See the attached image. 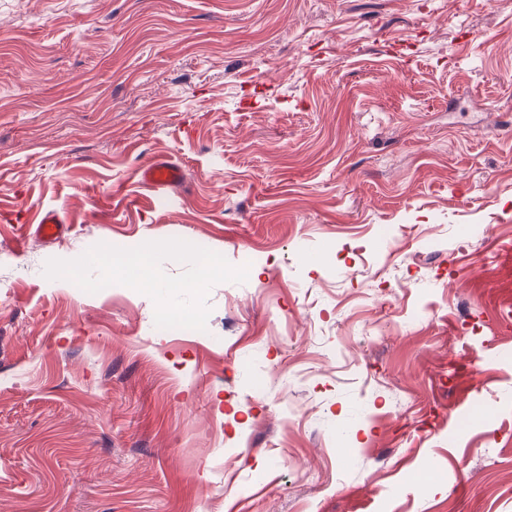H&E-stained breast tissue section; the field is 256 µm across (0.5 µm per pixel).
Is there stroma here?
<instances>
[{
    "label": "stroma",
    "mask_w": 512,
    "mask_h": 512,
    "mask_svg": "<svg viewBox=\"0 0 512 512\" xmlns=\"http://www.w3.org/2000/svg\"><path fill=\"white\" fill-rule=\"evenodd\" d=\"M510 310L512 0H0V512H512ZM143 183L153 187L172 186L182 179V170L169 162H151L140 171ZM27 229L29 233L44 240L59 239L65 231L63 220L55 210L39 211ZM94 264L101 275L102 281L112 280V277L122 279L131 288H163L157 281L150 254L145 253L134 262H127L122 257L112 254V247L108 243L102 246L91 257L76 256L64 264V273L71 279L90 282L84 278L87 266Z\"/></svg>",
    "instance_id": "35a3bbf8"
}]
</instances>
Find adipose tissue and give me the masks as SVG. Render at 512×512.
I'll list each match as a JSON object with an SVG mask.
<instances>
[{"label":"adipose tissue","mask_w":512,"mask_h":512,"mask_svg":"<svg viewBox=\"0 0 512 512\" xmlns=\"http://www.w3.org/2000/svg\"><path fill=\"white\" fill-rule=\"evenodd\" d=\"M95 265L102 280L112 278L122 279L133 288H158L155 269L150 255H142L136 261L128 262L112 253L111 245L102 246L93 256H76L67 261L63 267L65 274L73 279L80 280L88 265Z\"/></svg>","instance_id":"ef3b65f1"}]
</instances>
